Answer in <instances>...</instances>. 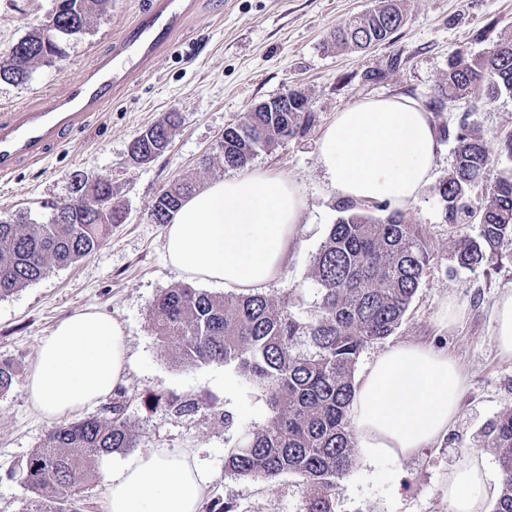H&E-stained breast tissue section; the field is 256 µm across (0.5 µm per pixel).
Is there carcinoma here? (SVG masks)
I'll return each instance as SVG.
<instances>
[{
	"mask_svg": "<svg viewBox=\"0 0 512 512\" xmlns=\"http://www.w3.org/2000/svg\"><path fill=\"white\" fill-rule=\"evenodd\" d=\"M109 2L52 0L55 42L44 44L40 28L19 39L0 62V80L27 83L37 66L53 62L64 40L83 33ZM402 23L392 0H377L336 27L332 41L338 49H365L388 40ZM504 91L512 93L511 37L480 55L455 52L439 96L448 109L469 112ZM285 95L288 111L250 112L224 129L214 147L224 166H245L258 151L312 121L293 91ZM180 123L179 113L168 112L139 132L130 145L133 160L147 164L163 154ZM454 139L456 163L436 191L447 223L480 224L479 237L457 242V261L470 268L512 250V174L489 180L484 139L468 125L461 124ZM71 185L83 198L76 207L55 204L41 222L24 211L0 217V299L91 254L120 223L119 215L97 206L112 195L104 175L76 172ZM478 187L486 188L485 199L474 210L464 198ZM193 189L183 179L158 194L152 208L158 223H169ZM432 259L422 225L405 222L395 211L374 216L346 206L313 260L320 303L310 313L293 310L288 293L274 301L259 292L217 296L174 286L155 297L149 307L155 334L162 346L174 349L181 366H231L265 397L270 415L245 428L229 448L226 473L269 486L285 474L298 476L309 489L305 512H335L336 486L356 465L350 407L357 362L367 345L399 328ZM16 378L14 364L0 360V395ZM124 410L117 397L100 416L51 428L22 468V483L31 493L22 512H81L99 460L136 447ZM486 437L503 474L493 512H512V408L497 416Z\"/></svg>",
	"mask_w": 512,
	"mask_h": 512,
	"instance_id": "obj_1",
	"label": "carcinoma"
}]
</instances>
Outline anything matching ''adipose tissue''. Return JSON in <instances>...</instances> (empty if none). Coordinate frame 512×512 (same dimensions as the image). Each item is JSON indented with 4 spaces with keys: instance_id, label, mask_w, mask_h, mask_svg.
Segmentation results:
<instances>
[{
    "instance_id": "ef3b65f1",
    "label": "adipose tissue",
    "mask_w": 512,
    "mask_h": 512,
    "mask_svg": "<svg viewBox=\"0 0 512 512\" xmlns=\"http://www.w3.org/2000/svg\"><path fill=\"white\" fill-rule=\"evenodd\" d=\"M437 131L426 109L402 97L362 100L337 112L318 163L341 198L411 206L431 178ZM305 202L285 173L253 171L188 196L165 230L170 265L191 281L254 292L277 279L295 247ZM128 363L123 325L92 310L62 320L41 344L25 389L56 420L108 397ZM467 389L447 352L403 342L378 354L355 387L351 418L365 458H406L436 445ZM102 512H202L210 474L192 453L152 448L106 474ZM497 477L471 453L448 471V512H487Z\"/></svg>"
}]
</instances>
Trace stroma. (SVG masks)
<instances>
[{
    "label": "stroma",
    "mask_w": 512,
    "mask_h": 512,
    "mask_svg": "<svg viewBox=\"0 0 512 512\" xmlns=\"http://www.w3.org/2000/svg\"><path fill=\"white\" fill-rule=\"evenodd\" d=\"M193 2L183 29L147 72L116 94L109 111L72 129L44 160L22 163L0 177V212L46 213L69 197L71 176L79 171L110 175L112 203L127 214L92 254L0 299V359L13 362L19 376L0 397V512H21L27 491L19 468L52 427L30 405L23 380L42 340L63 318L85 308L112 314L127 335L130 364L117 390L137 446L113 453L112 462L156 446L189 448L211 475L209 499L233 503L235 512H305L308 491L298 477L282 476L269 487L224 472V456L242 429L269 415L260 392L221 364L181 367L157 341L148 315L157 294L186 282L166 259L164 225L151 219L156 196L186 177L201 191L235 176V169L219 161L202 166V156L229 124L295 87L311 100L313 121L259 151L247 168L288 173L305 198L300 245L283 276L264 289L275 300L292 292L303 312L318 303L313 258L342 204L318 165V141L336 112L366 98L402 96L427 107L439 132L431 182L404 212L406 220L422 225L433 261L401 326L389 339L367 346L356 368L364 370L399 342H435L461 363L467 390L441 443L407 458H357L336 487L335 512H448L443 494L451 467L476 447L490 467L498 465L481 443L489 424L512 408V362L500 358L493 336L495 303L504 289H512V252L473 269L459 266L456 241L462 234L477 237L479 226L446 223L434 186L455 163L452 132L462 123L480 130L491 177L512 174V160L500 151L501 139L512 132V94L468 113L449 110L435 95L452 53L478 54L512 35V0H399L405 23L389 43L337 53L324 47L331 31L374 0ZM150 3L112 0L106 13L66 43L62 57L37 67L27 84L1 81L0 117L25 111L78 79ZM50 8L51 0H0V56L43 22ZM168 112L181 115L168 149L149 164H131L132 139ZM451 299L460 316L450 325L442 310ZM178 399L198 401L199 412L176 414L172 403ZM212 405L232 416V426L209 414Z\"/></svg>",
    "instance_id": "stroma-1"
}]
</instances>
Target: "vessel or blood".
Here are the masks:
<instances>
[{
	"mask_svg": "<svg viewBox=\"0 0 512 512\" xmlns=\"http://www.w3.org/2000/svg\"><path fill=\"white\" fill-rule=\"evenodd\" d=\"M191 6V0H153L65 91L46 98L39 107L14 113L10 120H0V177L11 174L20 162L41 160L59 146L67 131L106 111L115 94L133 75L143 73L183 27Z\"/></svg>",
	"mask_w": 512,
	"mask_h": 512,
	"instance_id": "obj_1",
	"label": "vessel or blood"
}]
</instances>
